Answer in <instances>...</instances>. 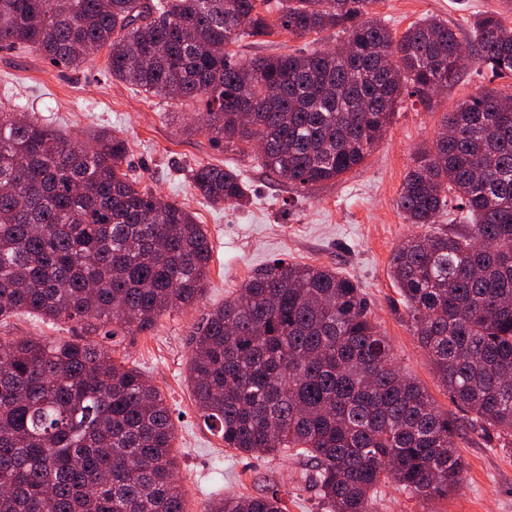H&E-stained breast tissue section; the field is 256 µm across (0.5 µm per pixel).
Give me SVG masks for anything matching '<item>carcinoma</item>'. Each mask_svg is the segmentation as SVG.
<instances>
[{
	"instance_id": "cac0c4a2",
	"label": "carcinoma",
	"mask_w": 512,
	"mask_h": 512,
	"mask_svg": "<svg viewBox=\"0 0 512 512\" xmlns=\"http://www.w3.org/2000/svg\"><path fill=\"white\" fill-rule=\"evenodd\" d=\"M372 0H0V47L77 70L107 51L109 77L199 100L202 127L300 190L362 164L398 101L431 105L459 73L456 34L426 18L396 37ZM341 29L340 45L246 62L230 46ZM512 77V29L479 16L468 49ZM512 94L482 89L416 152L398 206L422 231L390 274L412 332L456 409L512 438ZM128 142L89 147L0 105V320L70 322L62 340L0 338V512H185L162 392L114 358L106 328L143 331L195 305L211 260L185 205L122 169ZM209 202L244 207L238 170L200 164ZM463 229L439 228L450 205ZM188 381L203 421L248 456L314 462L330 512H375L390 482L423 500L462 481L459 418L405 376L360 288L328 266L275 260L190 333ZM205 512H286L274 490Z\"/></svg>"
}]
</instances>
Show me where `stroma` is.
Listing matches in <instances>:
<instances>
[{
  "mask_svg": "<svg viewBox=\"0 0 512 512\" xmlns=\"http://www.w3.org/2000/svg\"><path fill=\"white\" fill-rule=\"evenodd\" d=\"M502 10L500 0H375L371 14L397 35L416 22L435 17L448 23L461 41H470L477 14ZM336 42L333 32L308 36L276 33L250 38L233 47L236 59L288 54ZM106 53L89 57L79 70L50 64L38 52L0 49V103L18 105L62 135L92 143L103 128L129 143L126 162L143 186L186 205L204 224L213 246L203 295L198 304L176 310L152 328H116L108 340L117 359L136 367L159 387L171 409L178 482L186 512H202L208 500L258 496L278 487L287 512H327L306 479L307 457L284 450L253 458L225 448L200 417L186 381L190 333L202 315L275 259L328 265L355 281L364 293L374 323L388 337L402 373L413 378L444 411L454 406L434 376L429 358L411 329L390 276L398 246L417 233L397 207L413 155L432 143L447 112L478 89L512 93V78L492 77L466 66L458 82L442 89L431 108L404 101L365 162L341 179L307 191L269 176L242 154L214 143L192 129L196 101L178 102L136 92L106 78ZM239 170L252 189L247 209L216 205L194 189L189 172L199 164ZM65 323L28 315L0 321L5 339L70 337ZM463 482L447 498L426 502L394 485L381 489L376 512H512V447L491 429L463 425L455 440Z\"/></svg>",
  "mask_w": 512,
  "mask_h": 512,
  "instance_id": "35a3bbf8",
  "label": "stroma"
}]
</instances>
